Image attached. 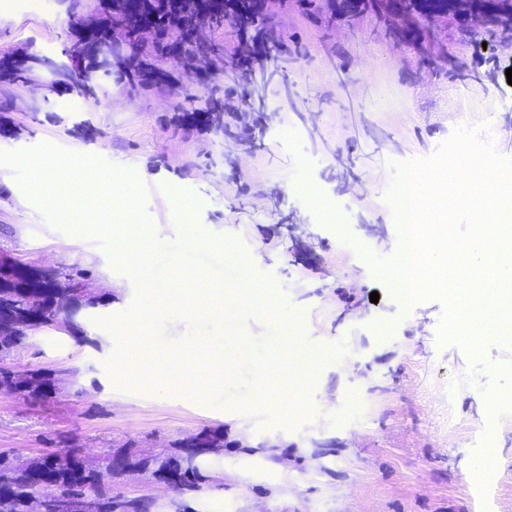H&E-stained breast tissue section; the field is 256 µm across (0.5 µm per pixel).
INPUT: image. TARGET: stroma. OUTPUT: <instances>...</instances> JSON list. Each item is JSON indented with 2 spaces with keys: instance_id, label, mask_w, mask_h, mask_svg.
Masks as SVG:
<instances>
[{
  "instance_id": "obj_1",
  "label": "stroma",
  "mask_w": 512,
  "mask_h": 512,
  "mask_svg": "<svg viewBox=\"0 0 512 512\" xmlns=\"http://www.w3.org/2000/svg\"><path fill=\"white\" fill-rule=\"evenodd\" d=\"M267 28L279 77L263 104L225 118L220 138L181 127L165 87L132 92L107 78L95 103L38 81L0 83V116L20 129L0 137V153L51 146L132 171L157 243L199 231L232 244L288 307L279 317L207 309L202 330L165 309L156 354H184L199 372L223 355L224 383L188 393L167 365L141 382L135 362L116 364L140 288L113 240L55 222L20 169L0 164V255L88 271L112 295L78 318L89 343L45 329L14 353L66 378L47 401L0 392V452L99 460L219 428L254 449L207 461L206 485L182 495L192 512H512V330L476 353L441 342L445 303L405 305L372 265L401 252L397 165L433 158L460 129L512 159V37L449 28L421 54L370 18L320 24L291 10ZM69 36L55 0H0V55L53 58ZM244 122L254 142L238 140ZM327 201L345 210L343 228L324 223ZM301 354L319 372L289 405L280 373ZM262 387L265 403L253 404ZM112 491L151 499L154 512L173 496L145 475Z\"/></svg>"
}]
</instances>
